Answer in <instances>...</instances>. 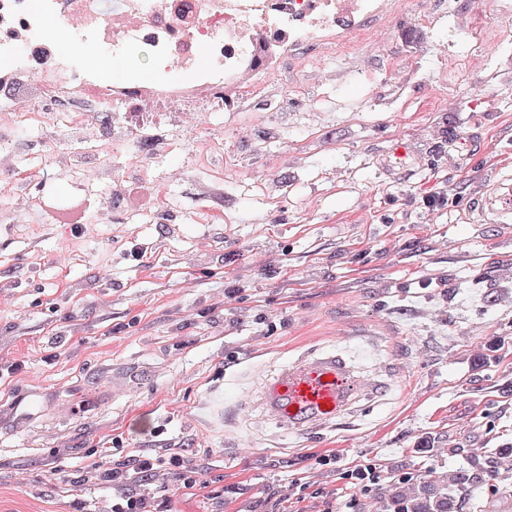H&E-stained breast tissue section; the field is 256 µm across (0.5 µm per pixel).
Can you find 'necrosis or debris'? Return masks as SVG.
Returning <instances> with one entry per match:
<instances>
[{
  "label": "necrosis or debris",
  "mask_w": 512,
  "mask_h": 512,
  "mask_svg": "<svg viewBox=\"0 0 512 512\" xmlns=\"http://www.w3.org/2000/svg\"><path fill=\"white\" fill-rule=\"evenodd\" d=\"M494 11L512 12V0H449L414 14L424 33L447 28L436 54L449 76H470L475 97L487 90L481 74H504L503 35H471ZM398 12V0H0V91L8 96L0 104V197H14L13 216L22 219L44 208L40 190L53 172L120 190L145 162L165 160L173 130L194 131L195 152L219 150L209 119L246 107L255 117L240 137L261 151L259 124L283 112V69L380 95L372 58L388 54ZM59 29L125 60V78L102 81L78 55L62 54ZM24 129L53 131L49 167L18 163L13 142ZM71 140L78 150L66 149ZM129 154L135 164L114 166Z\"/></svg>",
  "instance_id": "necrosis-or-debris-1"
}]
</instances>
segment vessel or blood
Returning <instances> with one entry per match:
<instances>
[{
	"label": "vessel or blood",
	"mask_w": 512,
	"mask_h": 512,
	"mask_svg": "<svg viewBox=\"0 0 512 512\" xmlns=\"http://www.w3.org/2000/svg\"><path fill=\"white\" fill-rule=\"evenodd\" d=\"M471 210L484 223H501L512 216V189L503 186L477 198ZM389 390V383L367 379L336 351L313 347L285 362L256 397L237 399L236 408L259 409L276 428L305 436L335 429L361 399L382 397Z\"/></svg>",
	"instance_id": "vessel-or-blood-1"
}]
</instances>
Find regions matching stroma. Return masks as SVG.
<instances>
[{"label": "stroma", "instance_id": "35a3bbf8", "mask_svg": "<svg viewBox=\"0 0 512 512\" xmlns=\"http://www.w3.org/2000/svg\"><path fill=\"white\" fill-rule=\"evenodd\" d=\"M392 22L393 55L424 58L388 111L355 86L299 78L297 106L321 100L322 124L285 129L254 153L231 122L210 119L224 151L195 164L177 139L168 219L134 211L127 238L40 217L34 232L0 223V512H74L112 503L87 457L115 447L179 455L207 488L168 475L169 512H326L349 467L383 478L353 512H375L394 476L455 473L488 450L512 453V223L475 224L473 197L512 181V82L490 80L473 107L448 103V76L411 23ZM304 162H291L293 153ZM279 167L271 200L253 183ZM448 205L421 213L436 183ZM146 243L144 261L127 243ZM432 279L429 288L419 287ZM244 291L224 298L225 280ZM310 343L348 356L391 392L336 430L288 436L257 411L224 408ZM126 375L125 394L112 375ZM333 454L336 467L316 464ZM61 470L64 483L51 482ZM303 484L294 494V484Z\"/></svg>", "mask_w": 512, "mask_h": 512}]
</instances>
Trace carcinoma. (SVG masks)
<instances>
[{"instance_id":"carcinoma-1","label":"carcinoma","mask_w":512,"mask_h":512,"mask_svg":"<svg viewBox=\"0 0 512 512\" xmlns=\"http://www.w3.org/2000/svg\"><path fill=\"white\" fill-rule=\"evenodd\" d=\"M480 481L470 469H460L453 480L448 475L436 473L413 486L406 494L391 493L380 496L384 512H460L466 501L477 496L485 486L497 480V460L491 459L483 466Z\"/></svg>"}]
</instances>
